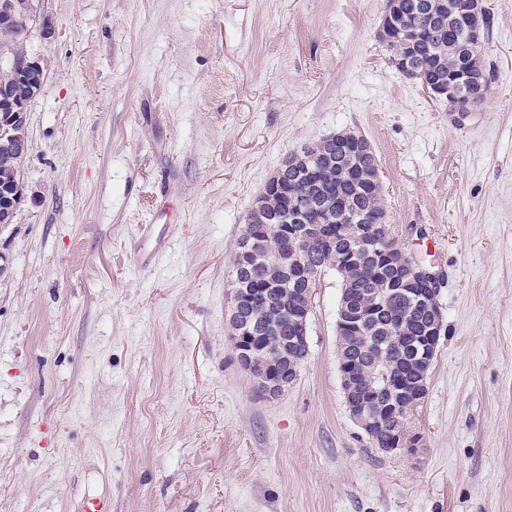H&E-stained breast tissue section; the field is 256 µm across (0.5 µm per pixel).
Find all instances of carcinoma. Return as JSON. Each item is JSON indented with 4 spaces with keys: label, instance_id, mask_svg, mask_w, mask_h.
I'll return each mask as SVG.
<instances>
[{
    "label": "carcinoma",
    "instance_id": "obj_1",
    "mask_svg": "<svg viewBox=\"0 0 512 512\" xmlns=\"http://www.w3.org/2000/svg\"><path fill=\"white\" fill-rule=\"evenodd\" d=\"M396 8L405 18L421 29L413 40L396 35L386 41L392 61H405L420 74L419 81L428 82L436 77H452L469 68V74L480 81L486 80L484 50L469 48L465 29L459 26L457 15L465 7V0H394ZM25 19L18 17L7 28L0 27V53H19L23 49L22 29ZM0 134V213L17 203L16 194L21 178L24 157L13 146L4 145ZM350 150L338 148L332 156L317 146L310 152L305 173L312 174L314 184L297 183L295 169L282 176L288 195L278 199L275 194L266 198L265 210L278 214L297 202L295 192L316 194L324 200L334 199L341 208H333L331 223L344 224L345 211H360L372 220L371 228L380 227L379 220L387 217L381 204V191L372 188L369 180H378L379 164L373 152L349 161ZM257 244L244 258L235 257L232 277L242 288L269 290L266 303L243 304L239 311V330L244 336H263L268 344L267 355L259 356L257 371H263L275 361L276 343L293 335L288 317L274 314L281 298L294 288L291 275L277 269V258L290 248L284 223L269 219L265 214H251ZM349 246V240L337 237L336 252L320 245L312 246L304 256L306 264L316 274L326 269H338L337 256ZM399 253L392 252L382 259L377 255H361L353 267L340 274L341 299L350 307L366 312L376 309L375 317L362 329L342 336L340 348L343 362L359 374L361 391L371 393L368 407L380 414L383 407L394 399L399 384H410L430 372V367L408 353V345L424 335L430 312L421 302L429 285L421 282L408 288L400 284ZM400 426L399 421L385 418V426L371 437L375 447L388 448L390 432Z\"/></svg>",
    "mask_w": 512,
    "mask_h": 512
}]
</instances>
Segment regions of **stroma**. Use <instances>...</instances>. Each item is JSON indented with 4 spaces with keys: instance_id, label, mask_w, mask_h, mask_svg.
Returning <instances> with one entry per match:
<instances>
[{
    "instance_id": "1",
    "label": "stroma",
    "mask_w": 512,
    "mask_h": 512,
    "mask_svg": "<svg viewBox=\"0 0 512 512\" xmlns=\"http://www.w3.org/2000/svg\"><path fill=\"white\" fill-rule=\"evenodd\" d=\"M484 3L490 93L452 112L392 66L385 0H44L24 198L0 224V512H512V0ZM342 130L445 277L413 457L349 415L335 270L285 393H257L230 343L254 200ZM147 224L173 237L143 269Z\"/></svg>"
}]
</instances>
